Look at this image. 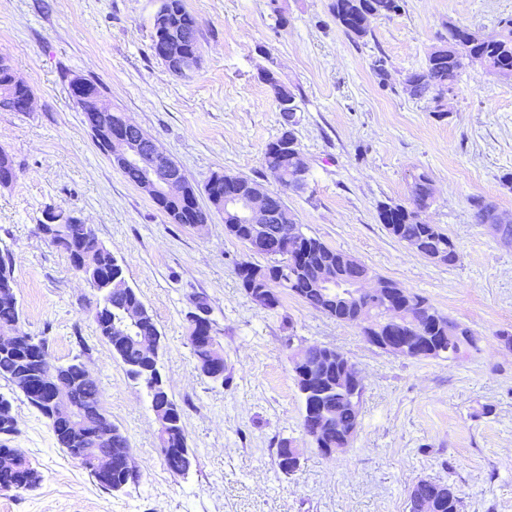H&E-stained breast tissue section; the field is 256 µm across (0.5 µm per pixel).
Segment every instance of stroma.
I'll return each instance as SVG.
<instances>
[{
  "instance_id": "obj_1",
  "label": "stroma",
  "mask_w": 512,
  "mask_h": 512,
  "mask_svg": "<svg viewBox=\"0 0 512 512\" xmlns=\"http://www.w3.org/2000/svg\"><path fill=\"white\" fill-rule=\"evenodd\" d=\"M184 3L198 20L201 55L188 79L152 49L159 0H0V52L34 96L31 111H0V148L16 167L0 187V254L12 259L19 329L46 339L58 363L88 366L143 474L120 492L102 487L0 379L17 420L8 444L42 476L33 489L0 490V512H407L421 478L454 484L460 512H512V349L499 339L512 333V244L479 224L474 207L491 203L512 224V82L466 65L440 112L405 85L449 26L495 35L512 0H402L361 39L337 25L330 0ZM269 71L298 104L308 177L283 192L303 232L428 298L480 336V353L392 355L360 326L288 293L277 309L260 308L236 269L265 258L226 235L221 212L201 228L172 222L99 149L68 91L76 76L101 82L113 110L178 162L210 209L203 188L215 171L280 189L262 161L282 132ZM422 172L434 192L425 219L455 242V265L419 255L379 221L380 203L410 205ZM51 209L92 225L153 316L159 371L196 455L186 474L167 470L145 387L96 330L100 294L38 234ZM197 295L223 349L220 383L195 368L186 315ZM312 344L341 350L365 380L355 439L332 456L302 429L290 357ZM283 439L300 451L288 477L274 463Z\"/></svg>"
}]
</instances>
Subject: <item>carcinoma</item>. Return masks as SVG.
Wrapping results in <instances>:
<instances>
[{
  "instance_id": "obj_1",
  "label": "carcinoma",
  "mask_w": 512,
  "mask_h": 512,
  "mask_svg": "<svg viewBox=\"0 0 512 512\" xmlns=\"http://www.w3.org/2000/svg\"><path fill=\"white\" fill-rule=\"evenodd\" d=\"M330 13L344 31L357 38L370 32L367 26L357 24L354 15L375 12L379 18L387 19L401 10L400 0H331ZM153 50L160 55L166 42L168 31H182L194 34L187 43V48L199 54L197 20L184 4V0H161V5L154 15ZM483 60L487 73L503 82L512 81V20L504 21L501 32L493 39H482L465 27L452 26L448 29V40L435 47L427 55L425 66L410 73L406 82L411 87L412 95L417 98L429 97L439 105V95L451 91L468 61ZM276 100L295 102V95L287 86L282 85L269 72L265 77ZM33 97L31 88L24 82H15V71L9 56L0 52V109L8 112L23 111V103ZM282 138L267 144L263 153V165L266 169L280 168L286 178L281 180L284 188L299 187L298 181L306 180L307 171L301 170L292 160V153L281 148ZM273 205L285 212L288 223L283 225L285 243L271 245L259 254L267 258L268 264L255 266L253 270L265 276L281 287L266 304V309L275 310L281 305V292L286 291L301 299L310 307L319 310L339 323H356L358 305L347 306L342 302V292L346 284L356 275L368 268L356 262L351 255L333 249L320 239L306 235L302 226L297 224L294 214L288 208L282 196L273 193ZM432 192L430 179L421 173L414 177L412 204L406 207L395 203H382L379 206V219L395 239L408 246L416 242L424 245L426 251H442L447 254V265L455 264L459 254L455 243L448 234L436 224H428L423 213L430 206ZM224 225L227 233L241 242H246L247 225L241 223L234 215L224 213ZM64 252L72 269H78L77 260L82 255L91 254L90 263L100 271V277H89V283L102 293V305L112 308L116 316L127 306L140 308V326L138 335L147 336L154 342L160 341V332L152 315L148 312L139 294L127 283L122 265L97 239L89 224H74L69 220L59 223L57 233L49 240ZM327 263L339 274L335 288L326 290L317 288L313 282L311 266ZM16 282L12 275L11 260L0 257V328L16 327L21 319V311L16 298ZM395 299L403 310L400 323H391V317L376 308L372 323L376 335L380 336L389 329H397L405 334L412 333V328L424 326L431 336L437 351L433 357L458 360L471 352L479 351L480 338L467 326L439 312L429 300L412 291L401 289ZM195 310L189 312L190 331L195 327H205L210 322L206 317L209 304L200 296L193 298ZM99 335L112 347L113 354L126 367L128 375L141 382L147 389L151 406L159 423L158 439L160 447L174 448L176 452L164 455L167 469L174 475L185 474L195 461L194 454L187 448V438L182 422V410L170 397L158 370V359L148 357L142 349L127 340L112 338L110 327L103 315L96 318ZM192 355L196 368L204 375L209 374L219 342L215 336L200 339L189 336ZM309 365L312 373L322 379L328 393L322 397L304 394L307 379L299 369H293L295 383L302 393L304 413L302 428L305 432L313 431L318 420L324 418L322 434L315 442L318 448H344L347 446L345 432L356 430L359 426V402L351 400L352 392L336 389L340 377V367L336 359L341 354L329 346H309ZM0 378L10 383L12 388L21 393L46 421L59 447L71 457L80 460L83 466L97 478V482L114 491H120L140 482L142 474L136 468L123 467L118 455L132 452L128 437L110 419L104 407L103 392L96 380L84 377V364L73 359L67 364L52 360L47 340L25 337L12 351H0ZM50 384L61 389L67 400L75 406L89 427L80 430L73 421L54 415L52 406L46 404L41 393L42 385ZM11 402L0 396V436H11L16 431L12 426ZM107 429L112 433V454L117 459L112 461V475L98 477L93 467L92 453L88 449L97 447L93 434L95 428ZM289 441L281 440L275 454V464L279 472L288 476L293 474L299 464L285 460V449ZM6 453L16 457L14 466L0 469L1 490H30L39 485L41 474L24 454L16 448L0 443V454ZM408 512H459L460 497L457 488L449 483L431 481L414 485L408 491Z\"/></svg>"
}]
</instances>
